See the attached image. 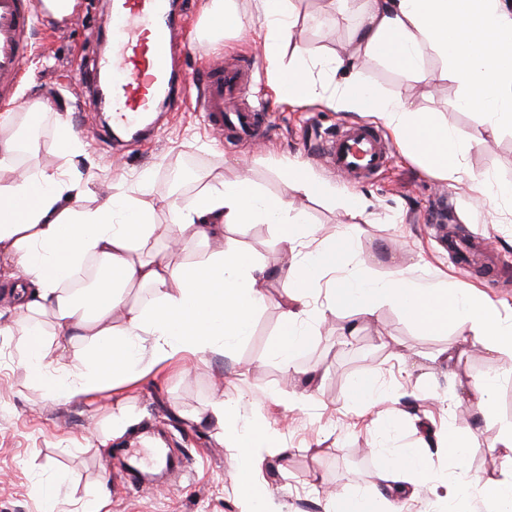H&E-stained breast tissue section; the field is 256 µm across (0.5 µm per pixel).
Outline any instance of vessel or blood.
<instances>
[{
  "mask_svg": "<svg viewBox=\"0 0 512 512\" xmlns=\"http://www.w3.org/2000/svg\"><path fill=\"white\" fill-rule=\"evenodd\" d=\"M36 19L33 0H0L1 99L12 94L20 82L23 66L31 55ZM178 27L170 0H115L100 27L111 39L115 52L101 57L94 66L95 72L111 76L113 128L130 132L135 138L151 136L147 116L154 111L160 95L176 88L180 58L186 51L177 41ZM246 96L239 68L215 59L207 65L196 104L216 136L235 129L251 138L259 131L256 117L260 106L236 109L229 119L224 116L227 100ZM319 152L352 185L379 170L389 158L375 130L360 123L329 134ZM484 243L481 236L452 235L448 238V253L463 266L473 249Z\"/></svg>",
  "mask_w": 512,
  "mask_h": 512,
  "instance_id": "b4317fda",
  "label": "vessel or blood"
}]
</instances>
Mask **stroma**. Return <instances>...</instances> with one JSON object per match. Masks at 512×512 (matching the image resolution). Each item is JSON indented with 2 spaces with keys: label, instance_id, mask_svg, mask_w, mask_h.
<instances>
[{
  "label": "stroma",
  "instance_id": "obj_1",
  "mask_svg": "<svg viewBox=\"0 0 512 512\" xmlns=\"http://www.w3.org/2000/svg\"><path fill=\"white\" fill-rule=\"evenodd\" d=\"M38 2L34 55L13 101L0 102V113H17L20 123H27L30 113L39 115V141L20 157L16 176L44 166L77 170L88 205L112 186H135L146 176L154 221L167 224L173 199L241 174L265 196L285 195L286 165L301 164L329 188L328 194L302 202L301 217L316 235L308 249L349 233L354 239L349 265L363 276L385 278L406 269L421 280L446 278L491 300L512 322V196L494 193L496 187H512V126L490 133L478 113L461 108L465 91L447 77L451 64L443 56L425 52L419 74L373 56L361 57L357 68L380 93L402 97L412 110L447 125L460 149V179H440L395 148L381 171L352 187L312 145L336 127L373 123V116L281 98L265 73V29L257 20V0H230L226 10L234 19L220 27L206 12V0H183L191 45L183 77L192 89L209 59L248 65L249 96L263 105L267 124L258 144L219 141L196 111L192 92L159 109L155 139L111 137L84 83L99 57V42L89 32L111 11V0H80L82 20L75 26L69 15L47 8V0ZM364 6L365 0H353L340 15L332 0H292L296 41L311 56V78L330 80L325 61L352 40ZM218 27L223 38L209 46ZM61 117L76 144L72 156L58 151ZM478 180L489 181L491 192L477 191ZM445 191L457 230L485 235L493 260L489 273L462 270L441 247L428 213ZM350 194L363 201L361 211L344 208ZM225 234L268 269L296 262L281 249L276 225L234 224ZM326 288L321 282L310 293L304 320L309 343L296 359L299 375L286 376L269 354L286 293L276 282L249 336L226 353L188 357L119 394L106 390L88 400H52L31 380L24 320L15 317L11 332L0 334V512H43L44 491L56 473L66 478L60 512H78L82 502L102 490L109 494L105 512H249V502L236 488L239 471L249 467L269 491L267 512H328L330 494L374 490L382 467L379 428L389 417L397 421L391 445L425 446L432 476L460 478L474 492L470 512H497L493 501L477 493L483 482L512 475V462L496 445L502 430L512 426V354L487 352L474 343L466 324L426 332L390 303L378 305L371 318L355 308H327ZM450 349L455 352L451 359L446 356ZM365 374L375 376L387 393L371 408L351 397L353 380ZM488 377L496 383L494 412L486 416L469 400L467 387ZM218 400L236 409L222 429L207 418L210 404ZM119 404L129 426L101 447ZM250 425L277 434L287 455L267 454L253 465L225 446L226 437ZM450 426L475 446L461 471L452 468L448 450L439 443ZM159 428L177 443L185 474L170 487L150 484L126 491L127 449L145 447Z\"/></svg>",
  "mask_w": 512,
  "mask_h": 512
}]
</instances>
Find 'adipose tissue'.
I'll use <instances>...</instances> for the list:
<instances>
[{"label":"adipose tissue","mask_w":512,"mask_h":512,"mask_svg":"<svg viewBox=\"0 0 512 512\" xmlns=\"http://www.w3.org/2000/svg\"><path fill=\"white\" fill-rule=\"evenodd\" d=\"M267 30L266 75L288 97L324 103L337 112H368L388 127L396 144L442 178L459 174V150L445 125L412 111L399 97L386 98L364 83L354 66L358 55L383 59L418 71L422 53L449 57L451 75L466 94L461 107L479 113L490 131L512 120V0H368V8L346 53L327 66L332 82L315 83L301 67L286 64L279 49L295 45L297 21L289 0H259ZM289 197L259 195L247 177L208 185L202 192L174 199L173 221H153L154 206L145 189L122 186L98 204H80L77 184L65 172L44 167L28 177L0 180V287L28 322L29 366L52 398L79 400L120 387L152 373L178 355L223 354L249 335L254 314L273 280L287 281L292 307L283 312L272 355L294 370L306 347L301 302L309 288L333 275L327 296L332 307H357L374 314L379 302L397 306L425 331L469 324L475 340L490 352H512V327H504L498 307L467 288H424L400 271L384 279L365 278L348 267L353 239L343 233L305 254L300 265L273 273L234 240L225 227L248 221L278 225L280 244L292 253L304 230L296 198L322 195L323 185L301 165L288 167ZM199 243L220 241L190 264L173 259V250L145 257L139 247L171 235ZM111 272L103 287L81 296L67 289L88 261ZM146 288L151 303L127 304L128 288ZM120 324H113L115 309ZM67 344H81L84 356L60 363L47 344L43 322ZM375 493L353 492L331 503L333 512H403L404 495L416 496L431 476L425 451L402 448L389 455Z\"/></svg>","instance_id":"obj_1"}]
</instances>
